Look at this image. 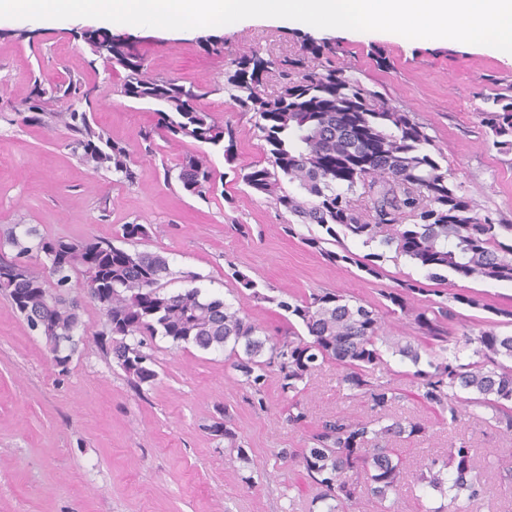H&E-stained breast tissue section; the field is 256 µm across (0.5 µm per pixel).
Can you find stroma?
Instances as JSON below:
<instances>
[{"label": "stroma", "instance_id": "stroma-1", "mask_svg": "<svg viewBox=\"0 0 512 512\" xmlns=\"http://www.w3.org/2000/svg\"><path fill=\"white\" fill-rule=\"evenodd\" d=\"M98 25L94 18L0 19V111H11L34 82L47 87L80 80L90 92L86 111L112 140L127 146L137 179L128 183L80 162L66 130L0 120V235L30 224L53 237L93 235L120 247L123 225H145L146 237L133 247L168 259L167 291L196 285L270 334L288 317L277 300L324 290L376 305L384 292L408 280L424 288L416 305L462 288L482 301L481 308H463L464 323L512 334V323L496 314L512 308L511 282L452 272L434 280L408 257L345 235L329 242V250L346 249L360 258L381 253L382 276L330 263L305 243L323 236L320 226L292 219L239 178L240 169L265 162L266 145L251 115L225 92L224 70L254 50L275 57L297 51L304 36L299 23L251 19L210 31L130 30L152 75L199 86L198 106L237 131L235 164L211 156L216 189L205 199L186 192L178 179L180 160L201 151V143L159 136L144 141V132L156 124L153 106L126 97L123 71L94 59L82 32ZM210 38L223 40V52L207 48ZM332 39L337 65L416 113L481 213L512 219V153L493 147L478 117L485 95L512 84V56L354 33ZM377 46L389 66L377 65ZM187 272L196 275L195 283L184 280ZM249 280L254 288H246ZM81 319L84 340L62 373L41 337L0 294V512H311L314 487L301 468L276 458L279 449L305 447L307 438L305 429L286 421L292 396L282 392L277 374H269L257 394L239 381L226 353L159 337L146 348L157 378L137 389L98 343L106 329L98 306L83 300ZM413 370L409 361L388 353L373 371L375 380L399 389L395 415L430 428L428 440L401 441L408 464L466 440L477 454L475 474L488 484L466 512H512V483L497 475L500 463L512 458V433L478 417L440 424L419 399ZM302 399L314 425L338 411L372 416L366 397L346 398L331 364L315 373ZM226 414L236 434L232 443L208 430Z\"/></svg>", "mask_w": 512, "mask_h": 512}]
</instances>
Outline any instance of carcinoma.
Returning a JSON list of instances; mask_svg holds the SVG:
<instances>
[{"instance_id": "1", "label": "carcinoma", "mask_w": 512, "mask_h": 512, "mask_svg": "<svg viewBox=\"0 0 512 512\" xmlns=\"http://www.w3.org/2000/svg\"><path fill=\"white\" fill-rule=\"evenodd\" d=\"M335 45L306 36L295 54L264 57L253 51L232 60L224 72V90L243 112L252 113L254 127L266 142L267 164H255L242 180L253 193L269 197L305 224H317L332 238L336 227L364 243L379 242L444 279L451 271L462 278L512 282V221L482 215L453 173L440 162L442 153L412 112L398 108L381 92L365 88L333 58ZM125 72L127 97L156 105V129L171 140L191 138L219 152L225 162L236 159V135L212 113L199 109V88L173 78L152 76L144 58L128 41L112 39V58L103 59ZM272 73L281 79L280 92L267 97L261 86ZM72 101L66 112L50 103ZM89 100L76 79L65 86L34 84L23 108L10 123L61 125L69 132L80 160L93 168H108L131 182L126 147L106 137L78 105ZM490 107L479 112L482 124L501 152H512V91L485 97ZM298 183V197L283 190L281 180ZM179 180L185 190L204 197L215 186L208 154H187L180 162ZM15 255L9 256L5 248ZM330 262L354 264L379 277L376 263L361 261L346 251L323 250ZM41 260V267L29 259ZM166 257L129 251L95 236L80 240L51 237L26 224H17L0 240V293L26 319L31 329L44 320L50 333L41 334L53 364L71 361L78 351L82 326L80 296L72 283L102 310L109 336L105 348L136 387L151 384L157 372L147 341L157 336L202 350L225 351L232 368L252 389L261 391L268 372L277 367L284 392L300 391L321 365L333 363L347 397L367 396L375 418L361 420L338 412L323 419L310 436L309 448H283L277 456L303 469L317 488V512H349L362 493L370 494L378 512L399 493L406 474L400 449L380 442L391 437L429 436L419 420H394L397 388L373 380L383 355L408 359L419 398L448 412V424L463 419L459 400L490 412L489 425L512 431V335L492 330L453 335L456 306H481L465 293L414 308L411 300L424 292L409 281L383 294L385 303L373 307L339 292L322 291L307 297L277 301L294 320L273 337L262 334L254 320L239 314L220 298L198 288L168 292ZM412 318L424 344L389 341L385 316ZM474 346L461 356V348ZM475 453L465 442L450 443L445 458L430 457L415 473V481L436 492L440 503L425 512H455L459 501L471 502L483 493L471 476Z\"/></svg>"}]
</instances>
